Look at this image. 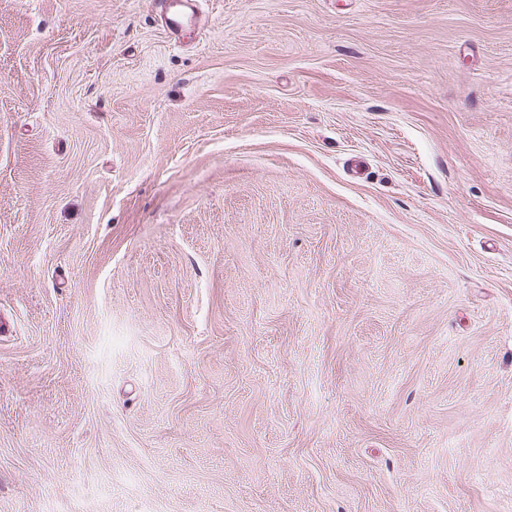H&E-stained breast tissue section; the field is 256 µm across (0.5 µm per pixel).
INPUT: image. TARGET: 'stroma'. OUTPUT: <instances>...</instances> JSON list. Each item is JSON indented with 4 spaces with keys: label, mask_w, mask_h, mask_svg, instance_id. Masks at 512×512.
Here are the masks:
<instances>
[{
    "label": "stroma",
    "mask_w": 512,
    "mask_h": 512,
    "mask_svg": "<svg viewBox=\"0 0 512 512\" xmlns=\"http://www.w3.org/2000/svg\"><path fill=\"white\" fill-rule=\"evenodd\" d=\"M0 0V512H512V0ZM166 12L162 16V23L169 35L179 39L188 29L197 28V0H166Z\"/></svg>",
    "instance_id": "stroma-1"
}]
</instances>
